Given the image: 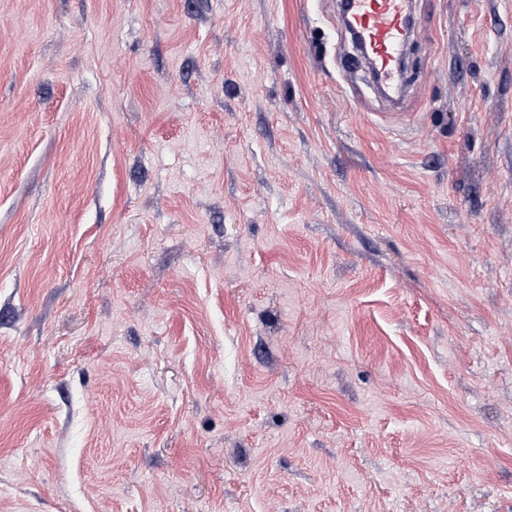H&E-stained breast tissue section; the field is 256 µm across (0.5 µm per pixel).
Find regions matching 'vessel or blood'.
Returning <instances> with one entry per match:
<instances>
[{
    "label": "vessel or blood",
    "mask_w": 512,
    "mask_h": 512,
    "mask_svg": "<svg viewBox=\"0 0 512 512\" xmlns=\"http://www.w3.org/2000/svg\"><path fill=\"white\" fill-rule=\"evenodd\" d=\"M349 25L387 93L398 86L399 47L408 33V0H349Z\"/></svg>",
    "instance_id": "1"
}]
</instances>
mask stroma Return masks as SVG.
<instances>
[{
    "label": "stroma",
    "instance_id": "35a3bbf8",
    "mask_svg": "<svg viewBox=\"0 0 512 512\" xmlns=\"http://www.w3.org/2000/svg\"><path fill=\"white\" fill-rule=\"evenodd\" d=\"M0 0V512H512V0ZM345 5L349 26L363 44L369 67L387 93L398 95V49L407 38L408 0H350Z\"/></svg>",
    "mask_w": 512,
    "mask_h": 512
}]
</instances>
